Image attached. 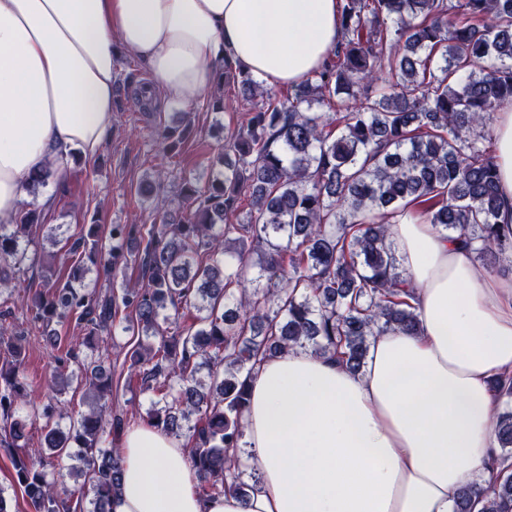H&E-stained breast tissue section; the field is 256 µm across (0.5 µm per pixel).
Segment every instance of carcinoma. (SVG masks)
<instances>
[{
    "mask_svg": "<svg viewBox=\"0 0 512 512\" xmlns=\"http://www.w3.org/2000/svg\"><path fill=\"white\" fill-rule=\"evenodd\" d=\"M338 21L332 57L285 100L224 60L217 83L239 85L247 100L261 96L224 136V170L203 193L179 175L186 211L142 227L145 246L135 253L125 245L136 225H113L107 246L89 225L65 244L67 278L51 273L32 294L30 331L58 337L72 326L62 364L75 369L55 373L53 385L75 381L91 399L68 430L50 416L45 424L52 457L74 454L82 465L88 512H110L120 491L121 456L110 437L124 419L112 413V367L79 358V347L100 351L102 336L116 332L118 308L127 311L122 331L160 338L125 357L127 385L150 394L147 424L187 439L200 499L245 498L258 481L240 463L257 366L300 348L359 373L375 337L419 331L389 213L419 206L421 223L457 236L485 273L512 274V225L499 223L496 151L486 133L491 113L512 105V0H340ZM322 105L334 111H313ZM186 131L164 127V150ZM43 228L34 208L0 224L1 290L17 288ZM130 261L142 284H124L121 296L82 286L92 269L115 279ZM191 310L195 331L165 335ZM23 352L22 335L1 328L0 447L11 449L13 485L34 512H74L58 489L64 474L21 444ZM493 384L500 407L490 485L463 487L453 512H512V377Z\"/></svg>",
    "mask_w": 512,
    "mask_h": 512,
    "instance_id": "obj_1",
    "label": "carcinoma"
}]
</instances>
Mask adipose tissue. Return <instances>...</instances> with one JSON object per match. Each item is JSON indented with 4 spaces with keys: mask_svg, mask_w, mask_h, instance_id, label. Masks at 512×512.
I'll use <instances>...</instances> for the list:
<instances>
[{
    "mask_svg": "<svg viewBox=\"0 0 512 512\" xmlns=\"http://www.w3.org/2000/svg\"><path fill=\"white\" fill-rule=\"evenodd\" d=\"M338 0H0V223L30 178L71 152L95 161L112 127L118 50L146 63L166 102L202 100L225 58L292 86L339 38ZM501 218L512 221V106L494 115ZM420 332L389 331L355 374L303 350L250 383L241 461L248 498L201 502L183 446L150 426L121 442L112 512H452L485 483L494 377L512 376V276L408 214L389 215Z\"/></svg>",
    "mask_w": 512,
    "mask_h": 512,
    "instance_id": "1",
    "label": "adipose tissue"
}]
</instances>
